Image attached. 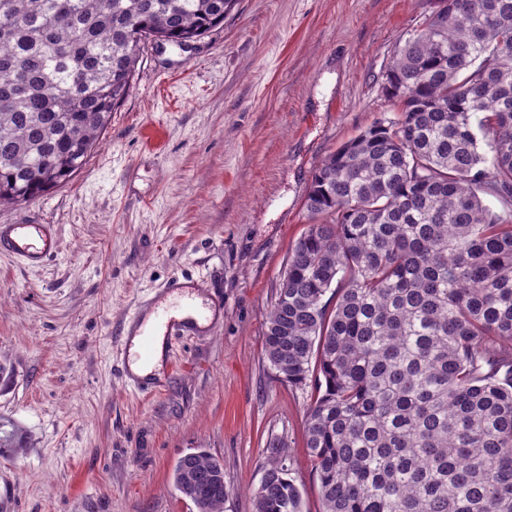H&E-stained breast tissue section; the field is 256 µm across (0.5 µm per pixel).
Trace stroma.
Wrapping results in <instances>:
<instances>
[{"instance_id":"stroma-1","label":"stroma","mask_w":512,"mask_h":512,"mask_svg":"<svg viewBox=\"0 0 512 512\" xmlns=\"http://www.w3.org/2000/svg\"><path fill=\"white\" fill-rule=\"evenodd\" d=\"M439 0H236L188 50L148 40L86 165L0 224L57 225L38 267L0 254V512H195L184 454L224 460V512H254L285 447L303 512L322 501L304 446L310 389L277 379L263 332L325 157L392 117L387 69ZM220 303L173 341L170 378L125 381L130 315L173 279Z\"/></svg>"}]
</instances>
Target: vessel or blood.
<instances>
[{
	"label": "vessel or blood",
	"mask_w": 512,
	"mask_h": 512,
	"mask_svg": "<svg viewBox=\"0 0 512 512\" xmlns=\"http://www.w3.org/2000/svg\"><path fill=\"white\" fill-rule=\"evenodd\" d=\"M57 250V231L52 224H1L0 252H6L20 259L24 264L35 266L49 260ZM180 304L167 299H157L150 313L163 322L166 333L184 336L197 333L199 327L195 318L187 316L176 318L175 310ZM147 313V314H150ZM147 314L135 313L130 325L136 336L135 341H124L121 348L123 365H130L135 360L149 357L154 338L146 332Z\"/></svg>",
	"instance_id": "b4317fda"
}]
</instances>
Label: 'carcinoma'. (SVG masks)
Returning a JSON list of instances; mask_svg holds the SVG:
<instances>
[{
    "label": "carcinoma",
    "instance_id": "1",
    "mask_svg": "<svg viewBox=\"0 0 512 512\" xmlns=\"http://www.w3.org/2000/svg\"><path fill=\"white\" fill-rule=\"evenodd\" d=\"M386 73L394 117L313 172L264 355L312 387L323 512H512V0H441ZM234 0H0V204L85 164L142 42L184 45ZM492 196L496 212L484 203ZM173 482L223 512L224 460ZM257 512H303L283 448Z\"/></svg>",
    "mask_w": 512,
    "mask_h": 512
}]
</instances>
